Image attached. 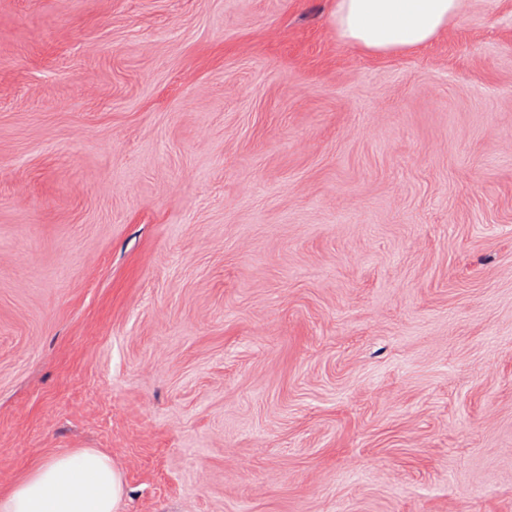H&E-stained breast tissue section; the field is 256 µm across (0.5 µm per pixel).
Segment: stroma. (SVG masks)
Returning a JSON list of instances; mask_svg holds the SVG:
<instances>
[{"mask_svg":"<svg viewBox=\"0 0 512 512\" xmlns=\"http://www.w3.org/2000/svg\"><path fill=\"white\" fill-rule=\"evenodd\" d=\"M0 0V490L512 512V0ZM467 0H336V31L375 52L427 43L461 16ZM123 474L97 448L49 455L10 489L0 492V512H121Z\"/></svg>","mask_w":512,"mask_h":512,"instance_id":"obj_1","label":"stroma"}]
</instances>
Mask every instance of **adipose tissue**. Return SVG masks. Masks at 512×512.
<instances>
[{
  "label": "adipose tissue",
  "mask_w": 512,
  "mask_h": 512,
  "mask_svg": "<svg viewBox=\"0 0 512 512\" xmlns=\"http://www.w3.org/2000/svg\"><path fill=\"white\" fill-rule=\"evenodd\" d=\"M467 0H336V31L375 52L427 43L461 16ZM123 474L106 453L74 448L49 455L10 489L0 512H121Z\"/></svg>",
  "instance_id": "adipose-tissue-1"
}]
</instances>
